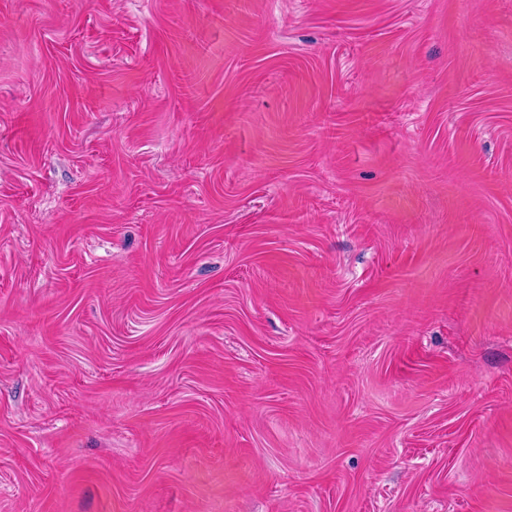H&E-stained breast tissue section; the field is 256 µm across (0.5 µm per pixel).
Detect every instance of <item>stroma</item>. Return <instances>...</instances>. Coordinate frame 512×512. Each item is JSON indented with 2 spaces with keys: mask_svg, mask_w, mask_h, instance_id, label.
<instances>
[{
  "mask_svg": "<svg viewBox=\"0 0 512 512\" xmlns=\"http://www.w3.org/2000/svg\"><path fill=\"white\" fill-rule=\"evenodd\" d=\"M0 512H512V0H0Z\"/></svg>",
  "mask_w": 512,
  "mask_h": 512,
  "instance_id": "1",
  "label": "stroma"
}]
</instances>
